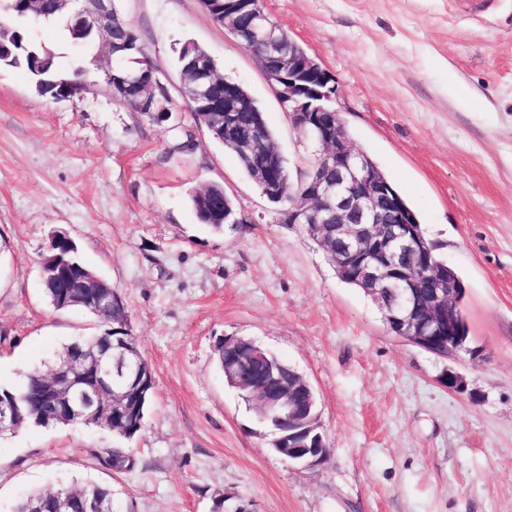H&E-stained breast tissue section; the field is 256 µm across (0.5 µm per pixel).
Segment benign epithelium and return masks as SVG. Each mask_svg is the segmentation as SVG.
Instances as JSON below:
<instances>
[{"label": "benign epithelium", "instance_id": "1", "mask_svg": "<svg viewBox=\"0 0 512 512\" xmlns=\"http://www.w3.org/2000/svg\"><path fill=\"white\" fill-rule=\"evenodd\" d=\"M80 28L103 34L109 56L127 54V43L112 42V0H56ZM271 84L288 79V112L298 132L310 128L318 165L304 178L307 194L288 209V223L301 224L308 236L336 247L331 254L338 275L358 281L382 313L389 333L432 354H458L462 341L460 311L464 289L459 280L442 276V264L431 261L414 213L390 196L388 185L373 173L370 163L346 136L340 113L328 105L331 93L312 85H326L328 74L309 55L290 52L277 59L267 73ZM105 80L114 99L122 102L130 80L107 65ZM139 95L157 105L153 117H169L168 98L156 96L164 87L151 68L135 79ZM209 113V130L238 134L232 120L235 108L212 98L202 103ZM41 276L78 293L100 298L103 313L112 308V286L43 255ZM224 349L225 374L246 400L256 404L259 421L278 430L273 440L277 453L295 464L312 465L329 455L321 432L318 404L305 379L288 381L281 359L252 340L229 337ZM145 360L132 339H120L106 356L82 347L54 365L38 405L49 418L66 416L88 422L96 416L126 420L139 413L135 385ZM19 407L0 402V431L16 428Z\"/></svg>", "mask_w": 512, "mask_h": 512}]
</instances>
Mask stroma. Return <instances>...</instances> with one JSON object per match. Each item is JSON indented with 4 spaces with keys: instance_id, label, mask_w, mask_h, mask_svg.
<instances>
[{
    "instance_id": "1",
    "label": "stroma",
    "mask_w": 512,
    "mask_h": 512,
    "mask_svg": "<svg viewBox=\"0 0 512 512\" xmlns=\"http://www.w3.org/2000/svg\"><path fill=\"white\" fill-rule=\"evenodd\" d=\"M172 110L163 123L113 99L104 36L28 22L60 76L55 100L0 67V384L20 386L95 320L46 302L39 259L67 232L123 297L155 385L131 464L100 458L99 426L0 435V512L59 483L111 485L117 512H512V0L464 14L457 0H264L332 79L354 147L418 216L465 291L469 353L440 357L387 332L301 225L262 196L180 93L184 41L261 104L292 176L314 148L253 55L201 0H114ZM191 141V150L177 146ZM221 185L237 222L213 233L192 194ZM252 340L312 385L330 453L289 463L215 357ZM462 377L448 387L445 373Z\"/></svg>"
}]
</instances>
